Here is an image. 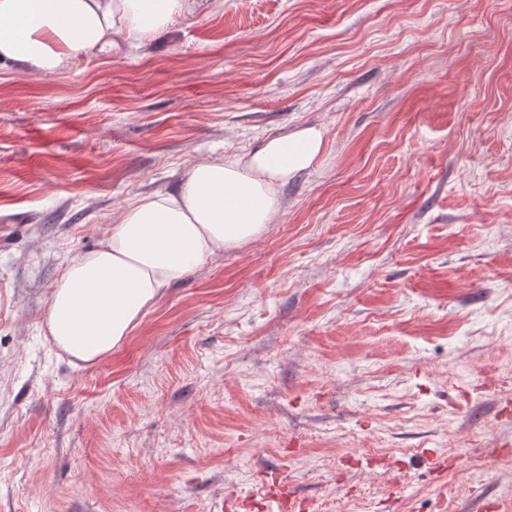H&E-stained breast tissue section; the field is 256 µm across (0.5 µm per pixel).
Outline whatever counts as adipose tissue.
<instances>
[{
  "mask_svg": "<svg viewBox=\"0 0 512 512\" xmlns=\"http://www.w3.org/2000/svg\"><path fill=\"white\" fill-rule=\"evenodd\" d=\"M188 0H0V67L57 72L70 59L167 28ZM321 131L272 138L247 156L196 163L173 193L128 206L94 250L74 256L44 324L55 346L92 363L110 354L165 288L217 251L261 234L279 189L321 154Z\"/></svg>",
  "mask_w": 512,
  "mask_h": 512,
  "instance_id": "ef3b65f1",
  "label": "adipose tissue"
}]
</instances>
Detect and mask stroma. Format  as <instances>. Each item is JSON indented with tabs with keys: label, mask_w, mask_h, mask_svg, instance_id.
I'll use <instances>...</instances> for the list:
<instances>
[{
	"label": "stroma",
	"mask_w": 512,
	"mask_h": 512,
	"mask_svg": "<svg viewBox=\"0 0 512 512\" xmlns=\"http://www.w3.org/2000/svg\"><path fill=\"white\" fill-rule=\"evenodd\" d=\"M267 230L74 364L69 260L198 161L307 127ZM512 0H192L0 70V512L512 504Z\"/></svg>",
	"instance_id": "35a3bbf8"
}]
</instances>
